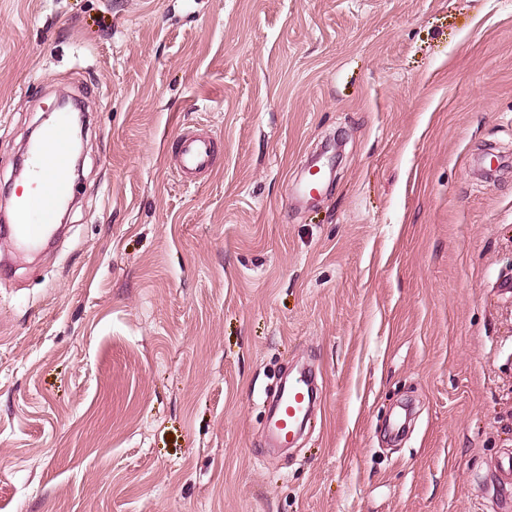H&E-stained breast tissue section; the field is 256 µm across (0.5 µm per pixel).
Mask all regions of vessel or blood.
Returning a JSON list of instances; mask_svg holds the SVG:
<instances>
[{
	"label": "vessel or blood",
	"mask_w": 512,
	"mask_h": 512,
	"mask_svg": "<svg viewBox=\"0 0 512 512\" xmlns=\"http://www.w3.org/2000/svg\"><path fill=\"white\" fill-rule=\"evenodd\" d=\"M71 132L66 116H59L49 132L30 145L28 192L18 193L9 224L0 226V233L13 236L24 248L40 244L48 224L55 220L58 208L68 193L63 172L69 164ZM213 140L209 135L190 133L179 145L175 170L186 180L209 170ZM312 379L308 373L290 381L272 405L271 425L281 444H288L309 419Z\"/></svg>",
	"instance_id": "b4317fda"
}]
</instances>
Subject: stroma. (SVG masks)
I'll return each mask as SVG.
<instances>
[{
  "label": "stroma",
  "instance_id": "obj_1",
  "mask_svg": "<svg viewBox=\"0 0 512 512\" xmlns=\"http://www.w3.org/2000/svg\"><path fill=\"white\" fill-rule=\"evenodd\" d=\"M59 96L83 173L0 275V512H504L512 0H0V196ZM213 139L202 133L185 135L179 145L175 171L186 180L209 170L212 162ZM312 384L311 376L303 371L276 396L272 405L271 425L281 445H288L293 436L301 432V424L304 422L305 427L309 420Z\"/></svg>",
  "mask_w": 512,
  "mask_h": 512
}]
</instances>
